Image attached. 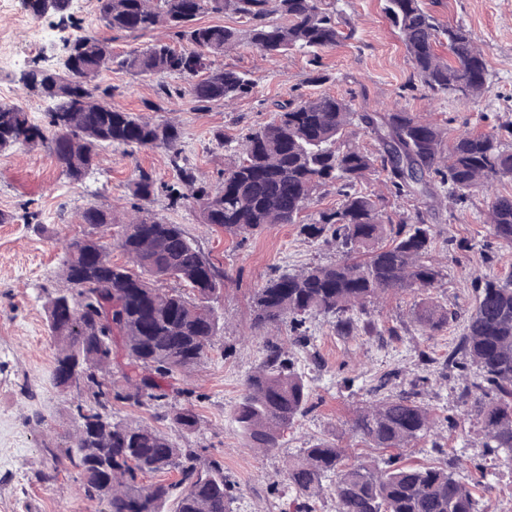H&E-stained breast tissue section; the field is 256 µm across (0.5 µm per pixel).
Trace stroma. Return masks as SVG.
I'll return each instance as SVG.
<instances>
[{"label":"stroma","mask_w":512,"mask_h":512,"mask_svg":"<svg viewBox=\"0 0 512 512\" xmlns=\"http://www.w3.org/2000/svg\"><path fill=\"white\" fill-rule=\"evenodd\" d=\"M383 4L345 0L343 19L356 27L357 37L321 51L327 74L321 82L313 81L307 56L293 52L272 61L244 41L219 63L250 71L256 86L249 97L229 104L220 101L203 108L186 94L162 99L155 93V81L118 69L107 73L104 82L112 88L113 107L177 126L184 163L214 189L221 188L223 173L237 160L248 130L271 121L274 102L299 95L332 94L358 109L414 112L438 124L451 139L512 123V0H436L431 6L441 21L463 25L485 56L488 83L474 100L434 95L421 86ZM69 13L66 19L53 13L37 18L27 10L26 0H0V100L22 104L36 122L43 121L48 104L27 93L22 74L35 65L60 69L64 45L74 34L72 20L90 31L103 30L96 0H71ZM142 170L151 172L158 184L148 209L166 223L180 225L228 277L212 302L220 329L207 358L173 381L192 393L195 429L187 432L174 422L180 407L174 398L162 406L113 402L112 419L161 429L179 447L197 449L201 461H222L236 486L235 512H292L294 493L285 471L289 460L315 439L336 441L376 464L377 453L356 448L349 431L357 410L370 399L373 376L394 369L397 386H407L422 371L420 352L447 355L481 283L512 274V245L496 241L484 222L494 197L512 194V181L474 189L462 208L442 199L429 219L435 236L431 257L448 277L430 295L456 310L458 319L441 331H425L416 320L419 296L410 291L389 294L371 308L378 326L401 327L398 336H341L328 318H307L311 349L295 352L294 368L311 387L312 409L285 433L280 448L258 453L241 437L231 409L246 377L262 362L266 341L287 338L288 333L282 327L255 328L253 298L276 274L334 262L335 246L300 234L294 224L270 225L241 243L202 223L196 208L170 207L164 187L175 182L176 173L158 149L132 154L115 146L99 149L95 168L74 184L47 147H21L0 158V211L14 216L12 223L0 224V512L98 508L86 499L81 478L65 456L48 454L52 448L71 447L79 430L77 396L52 380L59 345L49 332L48 315L53 298L68 287L66 242L87 230L82 210L95 205L110 210L115 225L128 223L134 214L133 184ZM451 236L462 239L463 248L449 249ZM422 398L436 424L429 438L411 447V459H432V440L445 442L460 460L461 480L474 475L475 463H484L493 487L482 501L484 512H512V461L483 462V439L464 414L455 379L433 380ZM452 418L458 428H449Z\"/></svg>","instance_id":"35a3bbf8"}]
</instances>
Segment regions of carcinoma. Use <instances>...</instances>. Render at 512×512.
I'll list each match as a JSON object with an SVG mask.
<instances>
[{
  "label": "carcinoma",
  "instance_id": "cac0c4a2",
  "mask_svg": "<svg viewBox=\"0 0 512 512\" xmlns=\"http://www.w3.org/2000/svg\"><path fill=\"white\" fill-rule=\"evenodd\" d=\"M341 0H97L103 26L137 39L159 25L171 41L157 40L119 56L112 43L86 30L76 32L65 46L59 71L34 67L22 76L29 93L50 100L44 124L31 121L23 106L0 102V144L14 150L27 141L41 142L73 182L83 180L97 154L71 165L62 152L66 114L78 113L76 128L94 147L156 148L168 153L179 180L196 187L195 200L204 224H213L245 241L271 224H298L300 233L336 245L338 259L309 265L298 272L271 278L254 303V326L288 323L292 348L306 346L302 330L310 315L332 319L342 334L397 336L398 328H377L368 307L383 296L413 290L429 291L446 278L430 259L434 233L422 207L406 218L397 216L388 201L362 188L371 176L383 177L392 198L418 202L434 189L448 192L456 204L483 184L512 179V125L488 132L464 133L445 147V132L412 112L358 111L350 102L328 94L276 103L274 118L250 130L241 144L242 156L224 171V189L196 185L194 172L180 164V130L168 122L112 108L111 87L100 77L118 68L137 77L177 75L188 80L193 100L205 106L248 97L254 81L236 67L216 61L236 47L242 37L264 57L290 52L312 55L315 80L322 81L317 52L356 37V28L341 19ZM384 13L397 30L422 86L439 95L458 93L476 98L486 88L487 63L467 30L440 22L425 0H384ZM205 14H227L241 27L200 22ZM452 48L446 57L438 51ZM98 100L93 110L86 98ZM353 126L375 135L377 145L360 148L347 142ZM157 183L145 170L138 174L132 195L147 202ZM334 192L339 202L308 215L314 200ZM144 218L119 226L115 248L142 260L139 274L125 265L101 264L90 256H75L81 241L67 244L64 273L75 282L69 295L74 313L71 328L90 338L65 345L56 358L53 380L73 360L92 355L112 358L121 347L126 358L129 390L112 395L93 367L79 369V378L92 398L76 406L87 438L64 451L81 476L84 495L103 512H233L234 484L224 465L211 460L203 466L194 448H180L156 428L112 421L111 399L134 405L162 401V381L204 360L219 330L220 316L196 310V291L206 292L227 278L177 224H167L140 206ZM82 223L112 225V213L89 206ZM487 224L499 242L512 244V196L499 195L489 206ZM173 280L168 300H154L151 288ZM107 283L120 310L106 321L92 294ZM457 318L427 296L417 320L432 332ZM265 344L261 366L250 374L233 408L235 423L248 447L268 452L281 445L284 432L306 414L311 388L292 369L285 345ZM438 373L456 372L459 399L483 438L484 456L512 455V276L491 278L478 288L474 311ZM433 371L426 368L409 388L391 390L395 370L381 375L369 389L373 400L359 410L350 425L356 441L382 453V466L372 468L336 443L318 440L288 465L286 481L296 493V512H312L309 499L322 480L331 479L337 512H480L479 500L491 490L480 465L478 475L463 482L456 477L458 459L437 440L431 447L448 454V464L409 463L404 451L431 431L429 409L420 401ZM173 419L185 431L194 430L197 415L182 407ZM168 468L180 478L159 479Z\"/></svg>",
  "mask_w": 512,
  "mask_h": 512
}]
</instances>
